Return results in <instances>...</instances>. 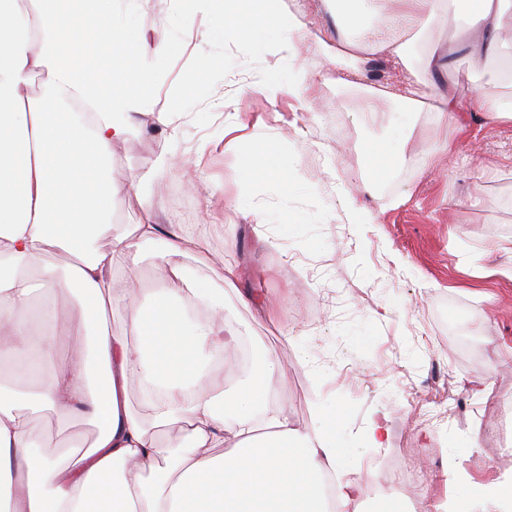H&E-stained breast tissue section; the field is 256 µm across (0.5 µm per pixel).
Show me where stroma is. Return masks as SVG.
Masks as SVG:
<instances>
[{"label":"stroma","mask_w":512,"mask_h":512,"mask_svg":"<svg viewBox=\"0 0 512 512\" xmlns=\"http://www.w3.org/2000/svg\"><path fill=\"white\" fill-rule=\"evenodd\" d=\"M306 2V28L294 35L293 46L312 71L306 94L320 105L316 115L297 108L287 94L267 98L261 89L267 69L247 43L229 45L223 57L197 66L195 55L211 24L203 0L192 10L184 0H163L161 9L150 11L147 24L177 23L183 38L162 66L151 114L112 144V174L121 187L115 198L119 221L140 222L137 196L146 192L160 223L203 235L211 254L206 264L181 254L166 261L213 283L223 272V260L235 261L243 288L267 306L287 309V317L274 324L234 296L225 299L226 315L246 324L251 345L288 364L287 373L269 376L274 408L305 426L318 401L333 398L345 406L357 442L358 480L366 478L365 459L376 454L362 442L369 416L405 410L411 388L440 369L455 380L486 378L487 393L503 401L501 410L486 409L485 399L464 393V421H449L431 439L416 433L414 446L431 447L438 460L430 503L455 512L448 483L452 469L465 473L476 492L511 496L512 458L495 454L498 439L485 428L499 411L512 410V281L475 279L464 270L482 264L488 253L495 262L506 260L498 247L512 237V209L499 201L512 195V127L491 125L482 114L467 111L463 131L452 134L437 113L421 107L408 117L406 145L420 167L406 171L401 183H385L361 196L370 221L351 223L348 195L368 178L372 165L362 145L384 141L399 105L363 91L389 81L384 58L370 62L360 86L337 83L335 64L320 56L312 36L316 29L334 32L336 20L322 0ZM428 34L450 59L440 86L489 97L512 95V86L500 85L490 70L473 64V35L455 18ZM191 75L200 88L180 105L179 135L172 139L152 115L170 106L180 82ZM229 98L238 111L262 118L266 137L295 180L313 187L320 208L335 212V223L319 227V239L286 238L274 224L256 229L229 206L230 198L249 188L225 176L224 102ZM371 109L380 116L374 126L362 118ZM446 141L453 146L451 156L426 170ZM157 156L167 157L169 166L144 180L146 161ZM402 189L408 190L407 199L394 204ZM380 304L388 311L377 318L372 311ZM355 324L365 327L369 341L346 335ZM288 331L303 337L304 349L285 341ZM464 435L475 436L476 448L449 460V437Z\"/></svg>","instance_id":"1"}]
</instances>
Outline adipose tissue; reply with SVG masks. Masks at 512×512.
<instances>
[{"label":"adipose tissue","mask_w":512,"mask_h":512,"mask_svg":"<svg viewBox=\"0 0 512 512\" xmlns=\"http://www.w3.org/2000/svg\"><path fill=\"white\" fill-rule=\"evenodd\" d=\"M213 25L209 54L223 51L246 27L256 34L297 33L302 22L282 0H208ZM336 37L320 53L351 83L375 57L401 72L384 96L416 109L429 89L433 109L457 131L461 105L496 124L512 125V101L444 94L433 77L448 65L430 38L399 42L395 28L413 30L455 14L472 30L476 65L493 66L512 83V39L500 35L512 19V0H329ZM151 0H0V479L9 484L7 512H363L364 487L355 465L344 409L329 400L299 427L271 406L269 357L252 356L244 385L215 390L214 373L228 347L241 346V326L216 324L209 312L236 293L237 263L225 262L218 287L177 265L164 267L157 288L130 331L107 325L120 296L116 274L136 262L138 249L157 244L162 255L204 262L207 242L165 231L154 204L139 194L140 224H119L112 200V143L145 115L158 86L159 62L177 37L155 39L142 19ZM47 70L49 86L26 93L31 76ZM309 72L296 53L275 65L265 90L304 102ZM250 182L277 198L274 211L249 193L232 205L255 223L276 221L299 234L333 223L313 204V192L287 179L276 152L250 168ZM110 239L103 248L99 239ZM70 257L60 275L38 278L48 257ZM77 295L74 347L60 353V318L50 300L57 289ZM142 386L154 412L145 419L124 393ZM52 412L60 430L94 425L90 444L74 458L54 452L53 439H33L35 414ZM179 425L190 447L172 452L153 429ZM171 457L167 469L158 461Z\"/></svg>","instance_id":"1"}]
</instances>
